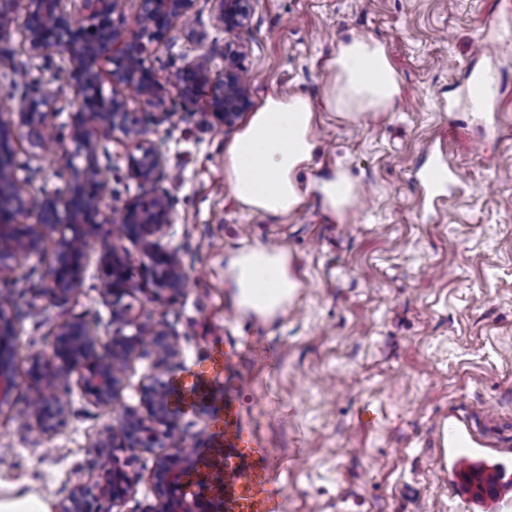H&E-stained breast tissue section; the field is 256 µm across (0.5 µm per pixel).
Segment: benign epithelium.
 I'll list each match as a JSON object with an SVG mask.
<instances>
[{
	"mask_svg": "<svg viewBox=\"0 0 512 512\" xmlns=\"http://www.w3.org/2000/svg\"><path fill=\"white\" fill-rule=\"evenodd\" d=\"M214 18L228 35L240 34L248 25L252 0H212ZM129 0H0V41L21 30L23 41L37 54H60L70 66L60 83L71 88L76 113L68 138L72 148L64 154L68 178L56 195L39 194L19 181L9 158L0 155V281L7 279L12 262L39 251L44 239L57 235V257L42 294L63 302L78 292L93 241L91 230L110 225L108 235L143 244L149 263L142 265L143 281H151L155 296L181 290L184 272L176 253L162 239L174 213L167 195L154 187L161 170V156L147 138V125L126 109V92L135 91L155 109L150 118L161 124L171 117L166 94L173 88L185 100L208 99L210 111L231 127L250 108L248 75L241 65L240 46H224V70H213L211 54L192 56L176 73L163 77L147 61L166 42L177 23H187L196 0H138L128 14ZM112 65L102 76L100 63ZM111 85L107 93L104 84ZM53 101L44 95L22 103L0 116V144L20 134L40 146L63 139L46 115ZM120 134L131 146L128 173L147 187L121 206H108L112 190L99 182L94 133ZM37 213V224L26 223ZM100 295L112 296L135 287L130 267L115 252L101 259ZM144 322L133 323V332L121 329L101 333L96 319L76 318L64 323L48 357H31L33 395L38 397L22 413L30 430L51 434L67 406L66 388L76 384L83 396L98 406H109L122 387L130 356L144 345L157 354L156 368L164 374L180 352V338L162 321L153 333L143 334ZM14 325L0 302V410L11 406L14 386ZM125 448H139L155 458L156 493L163 499L159 512H193L183 499L173 498L182 475L191 464L194 448L171 418L160 381L139 390V406L127 409L118 430H106L90 448L94 459ZM138 479L114 463L96 480L77 484L61 512H116L137 493Z\"/></svg>",
	"mask_w": 512,
	"mask_h": 512,
	"instance_id": "7a95c632",
	"label": "benign epithelium"
}]
</instances>
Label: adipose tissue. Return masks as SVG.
<instances>
[{
	"label": "adipose tissue",
	"instance_id": "1",
	"mask_svg": "<svg viewBox=\"0 0 512 512\" xmlns=\"http://www.w3.org/2000/svg\"><path fill=\"white\" fill-rule=\"evenodd\" d=\"M334 74L329 105L360 115L389 111L400 95L398 74L381 42L353 34L337 42L328 64ZM314 112L299 94L270 95L261 101L224 148V176L235 200L247 210L285 215L297 210L305 192L298 172L314 157ZM328 212L345 219L357 188L336 174L318 186ZM230 285L240 308L271 319L284 312L298 282L284 250L259 245L230 258Z\"/></svg>",
	"mask_w": 512,
	"mask_h": 512
}]
</instances>
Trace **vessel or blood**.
I'll use <instances>...</instances> for the list:
<instances>
[{
	"mask_svg": "<svg viewBox=\"0 0 512 512\" xmlns=\"http://www.w3.org/2000/svg\"><path fill=\"white\" fill-rule=\"evenodd\" d=\"M497 73L483 72L469 81L471 106L487 108L501 92ZM419 180L435 194L454 191L459 176L442 158H424L416 167ZM237 350L213 343L204 361L167 383L170 405L178 410L206 409L211 417L209 446L188 475L190 487L207 512H287V497L271 477L273 452L242 417V390L235 372ZM445 474L458 490L462 474L478 472L492 512H512V451L484 447L468 427H448Z\"/></svg>",
	"mask_w": 512,
	"mask_h": 512,
	"instance_id": "1",
	"label": "vessel or blood"
}]
</instances>
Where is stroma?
<instances>
[{"mask_svg": "<svg viewBox=\"0 0 512 512\" xmlns=\"http://www.w3.org/2000/svg\"><path fill=\"white\" fill-rule=\"evenodd\" d=\"M356 33L382 41L402 93L387 112L350 117L325 105L327 63ZM223 29L212 0H197L190 25H176L149 64L167 76L188 55L208 50L224 68ZM252 101L280 91L308 97L316 112L313 163L299 179L307 190L285 217L239 206L224 177V127L207 99L171 97L168 121L148 138L163 158L158 189L174 222L163 239L186 273L181 294L153 301L141 285L114 301L97 290L100 255L114 246L132 266L141 243L94 235L81 290L61 304L41 297L51 251L18 258L10 286L17 336L12 407L0 412V498L46 500L51 512L77 482L119 463L139 480L124 512H157L154 458L138 449L92 463L88 446L138 406L155 376L150 348L130 358L123 387L101 407L71 387L70 412L47 437L28 431L24 410L28 359L50 354L60 324L87 317L101 329L113 314L164 320L180 336L179 368L199 363L216 341L248 337L238 365L243 415L277 455L273 477L288 512H460L439 471L441 426L463 419L496 448H512V0H253L243 33ZM66 60L38 55L12 38L0 52V113L28 100L15 82L24 70L51 96L55 123L69 126L71 90L52 76ZM503 74L496 110L470 112L460 87L470 73ZM96 156L117 192L140 194L127 172L121 135L97 133ZM459 174V187L436 201L414 176L425 149ZM10 150L18 179L39 193L61 191L65 144L43 149L18 136ZM342 173L359 190L345 220L331 217L315 189ZM287 248L299 286L283 315L243 313L229 286L230 257L254 244Z\"/></svg>", "mask_w": 512, "mask_h": 512, "instance_id": "stroma-1", "label": "stroma"}]
</instances>
